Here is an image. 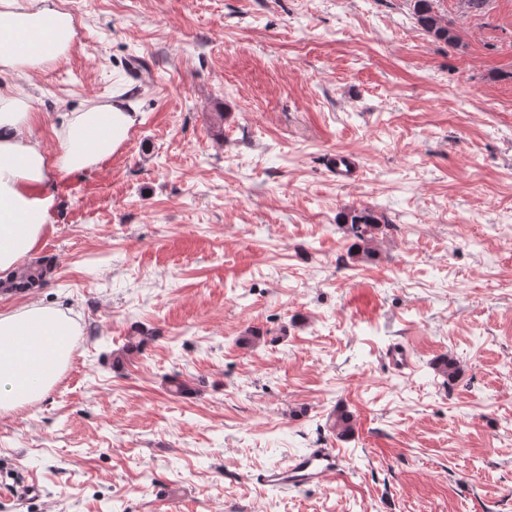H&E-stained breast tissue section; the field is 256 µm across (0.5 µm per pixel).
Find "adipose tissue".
<instances>
[{"label":"adipose tissue","mask_w":512,"mask_h":512,"mask_svg":"<svg viewBox=\"0 0 512 512\" xmlns=\"http://www.w3.org/2000/svg\"><path fill=\"white\" fill-rule=\"evenodd\" d=\"M75 21L57 0H0V74L24 75L67 59ZM48 150L29 99L0 88V278L37 250L50 224L55 177L119 151L140 113L114 100L62 112ZM78 334L65 311L33 299L0 311V414L39 401L66 366Z\"/></svg>","instance_id":"adipose-tissue-1"}]
</instances>
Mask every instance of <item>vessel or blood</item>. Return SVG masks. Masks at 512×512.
Masks as SVG:
<instances>
[{"mask_svg":"<svg viewBox=\"0 0 512 512\" xmlns=\"http://www.w3.org/2000/svg\"><path fill=\"white\" fill-rule=\"evenodd\" d=\"M341 459L331 448H315L297 455L285 465L264 471L262 485L280 489H302L323 485L340 468Z\"/></svg>","mask_w":512,"mask_h":512,"instance_id":"vessel-or-blood-1","label":"vessel or blood"}]
</instances>
